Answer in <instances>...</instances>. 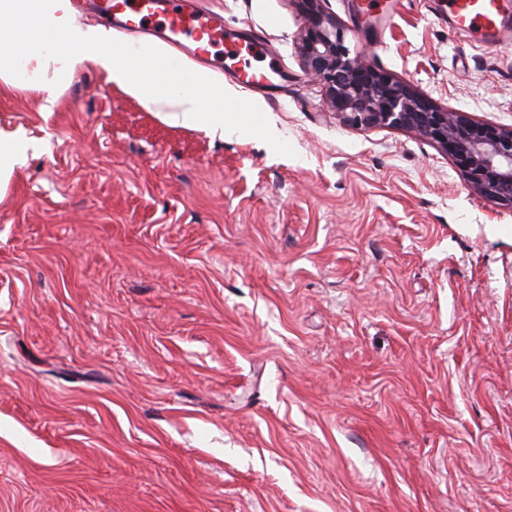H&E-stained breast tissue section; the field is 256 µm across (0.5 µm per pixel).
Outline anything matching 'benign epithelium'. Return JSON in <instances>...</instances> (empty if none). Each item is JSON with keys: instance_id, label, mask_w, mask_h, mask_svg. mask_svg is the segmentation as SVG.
Segmentation results:
<instances>
[{"instance_id": "7a95c632", "label": "benign epithelium", "mask_w": 512, "mask_h": 512, "mask_svg": "<svg viewBox=\"0 0 512 512\" xmlns=\"http://www.w3.org/2000/svg\"><path fill=\"white\" fill-rule=\"evenodd\" d=\"M295 2L303 18L296 37L299 65L322 85L326 106L341 122L412 131L456 160L475 195L512 206L511 125L479 123L467 112L437 106L351 48L349 29L325 9V0Z\"/></svg>"}]
</instances>
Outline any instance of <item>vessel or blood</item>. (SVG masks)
Instances as JSON below:
<instances>
[{
	"instance_id": "1",
	"label": "vessel or blood",
	"mask_w": 512,
	"mask_h": 512,
	"mask_svg": "<svg viewBox=\"0 0 512 512\" xmlns=\"http://www.w3.org/2000/svg\"><path fill=\"white\" fill-rule=\"evenodd\" d=\"M448 17L457 31L489 48L512 43V29L503 14L502 0H447ZM96 9L117 15L130 32L163 27L172 44L190 43L194 55L211 56L223 40L224 18L216 12L193 8L188 0H97ZM244 52L256 61L255 67L237 71V82L246 88L269 86L275 63L261 40L248 42Z\"/></svg>"
}]
</instances>
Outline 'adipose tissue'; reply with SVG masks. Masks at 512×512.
<instances>
[{
  "label": "adipose tissue",
  "instance_id": "1",
  "mask_svg": "<svg viewBox=\"0 0 512 512\" xmlns=\"http://www.w3.org/2000/svg\"><path fill=\"white\" fill-rule=\"evenodd\" d=\"M77 15L75 0H0V40L14 45L0 52V93H43L52 103L77 72L90 67L163 112L170 124L214 136L241 133V126L224 120V102L235 92L211 70L175 61L162 43L130 42L110 26L79 22ZM30 147L21 130L0 128V200Z\"/></svg>",
  "mask_w": 512,
  "mask_h": 512
}]
</instances>
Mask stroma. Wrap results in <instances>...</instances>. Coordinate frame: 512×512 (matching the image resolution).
Wrapping results in <instances>:
<instances>
[{
	"label": "stroma",
	"instance_id": "obj_1",
	"mask_svg": "<svg viewBox=\"0 0 512 512\" xmlns=\"http://www.w3.org/2000/svg\"><path fill=\"white\" fill-rule=\"evenodd\" d=\"M277 60L270 141L169 124L87 68L0 207V512H512V209L299 66L295 0H203ZM327 11L443 108L512 125V50L440 0Z\"/></svg>",
	"mask_w": 512,
	"mask_h": 512
}]
</instances>
